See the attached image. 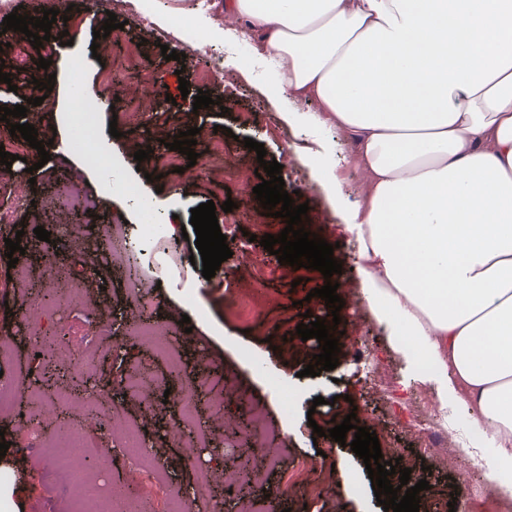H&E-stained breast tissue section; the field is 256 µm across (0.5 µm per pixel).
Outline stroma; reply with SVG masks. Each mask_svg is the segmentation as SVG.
Here are the masks:
<instances>
[{"label": "stroma", "instance_id": "obj_1", "mask_svg": "<svg viewBox=\"0 0 512 512\" xmlns=\"http://www.w3.org/2000/svg\"><path fill=\"white\" fill-rule=\"evenodd\" d=\"M71 2L67 27L73 43L56 46L49 68H37L40 51L31 46L29 37L14 31L9 34L10 50L25 60L28 79L14 92L0 82V106L12 108L24 98L42 97L41 105L29 107L26 121L34 125L39 141L47 143L51 159L40 163L37 150L31 148L24 160L13 161L9 172L0 173V209L10 207L21 195L43 203L58 180L71 178L82 184L85 193L99 199L97 215L54 209L45 212L44 223L83 225L89 248L97 245L93 227L99 220L124 219L133 229L142 224V213L125 194L107 191L103 178L86 165L79 149L71 145L65 151L60 148L61 142L70 144L73 136V127L62 114L70 109L71 91L76 88L81 96L106 104L98 117L97 137L110 141L109 156L119 176L150 194L156 215L172 221L177 229L189 225L193 208L214 202L232 256L207 279L201 266L190 262L198 253L194 241L185 240L179 232L156 245L139 241L133 246L138 259L156 258L165 274L154 300L161 321H168L179 309L195 325L190 337L177 339L182 360L178 380L170 379L169 364L138 337L89 332L95 316L108 320L117 313L130 322L138 318L135 310L124 305L126 270L107 259L95 274L80 266L73 270L90 290L100 291L97 312L72 301L63 312L47 315L44 322L47 335L67 334L94 352L96 369L88 373L48 371L46 361L35 356L34 337L20 334L10 314L19 302L5 286L9 268L0 258V337H6L13 348L10 371L16 383L15 409L23 411L32 401H40L49 411V431H57V422L63 418L68 426L108 449V461L90 458L83 464L85 478L105 495L112 486H131L134 462L123 449L113 447L111 421L96 416L86 419L55 407L51 382L64 378L80 389H96L120 379L130 365L146 366L153 375L167 377L171 398L147 434L148 450L170 481L154 512H183L184 497L201 474L224 466L225 448L219 437L225 422L250 420L256 410L265 417L268 444L275 457L274 466L264 473L263 486L253 491L254 502L263 512H384L362 459L350 447L313 433L314 427L331 429L333 422L343 421L351 413L360 426L375 431L384 460L402 455L426 463V470L415 473L416 479L430 484L419 493V512H500L508 500L495 490L487 465L491 449L480 448L475 457H463L458 469L449 466L447 452H433L422 445L416 421L442 426L452 442L468 433L469 425L453 413L440 419L433 388L414 380L407 369L406 353L364 296L359 244L342 229L348 207L361 201L367 190L365 177L353 162L350 135L333 127L308 133L302 118L317 111L318 103L277 97L270 77L255 64L259 50L251 39L230 48L216 39L213 31H205L212 54L223 59L221 72H213L186 37L190 0H119L114 13L125 27L100 40L94 39L93 32L103 21L93 15L90 0ZM145 11L162 19V27L141 25L139 15ZM165 46L185 53V60H165L161 54ZM77 58L83 66L76 72L71 63ZM105 68L113 77L108 85L99 79ZM183 79L190 83L185 95L179 90ZM39 80L52 81L54 88L48 96H41L36 88ZM200 92L217 97V104L194 110L193 97ZM165 94L170 95V103H162ZM193 127L200 130L194 147L198 157L191 162L186 155H179L183 172H160L152 164H137L136 151L149 148L165 153L175 135ZM114 128L119 131L115 137L110 134ZM247 137L263 143L268 158L281 164L286 191L294 194L295 204L308 205L313 233L333 245V256L342 264V273L333 277L345 302L339 312V364L315 377L304 375L303 370L321 353V343L311 338L287 348L283 339L295 336L305 316L330 318V309L312 295L314 289L324 286L325 279L319 271L280 264L260 245L261 236L278 235L286 223L256 205L257 154L245 147ZM319 149L326 151L336 167L341 182L337 197H330L323 174L314 166L313 154ZM30 165L35 168L31 174L26 171ZM228 200L235 203L229 224L224 221L228 214L221 209ZM244 290L250 291L252 302L241 307L235 298ZM193 373L207 380V394L197 403V418L216 440L188 457L182 448L159 447L158 437L179 422L182 379ZM228 375L237 387L229 398L223 395ZM219 396L225 399L220 411L213 404ZM318 396L325 399L319 406L313 403ZM0 436L10 444L0 456V487L12 489L19 512H56L57 501L65 492H77L73 476L53 471L50 453L30 448L22 427L9 414L0 413ZM321 450L326 453L320 458L321 470L329 480L317 495L311 491L313 475L297 474L296 467L301 459L316 457ZM283 484L287 493L271 496V489Z\"/></svg>", "mask_w": 512, "mask_h": 512}]
</instances>
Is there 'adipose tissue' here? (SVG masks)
I'll return each instance as SVG.
<instances>
[{"instance_id": "1", "label": "adipose tissue", "mask_w": 512, "mask_h": 512, "mask_svg": "<svg viewBox=\"0 0 512 512\" xmlns=\"http://www.w3.org/2000/svg\"><path fill=\"white\" fill-rule=\"evenodd\" d=\"M274 92L350 134L366 288L512 498V0H224Z\"/></svg>"}]
</instances>
